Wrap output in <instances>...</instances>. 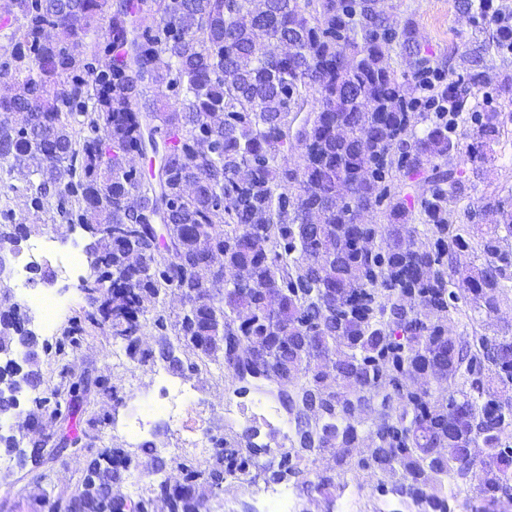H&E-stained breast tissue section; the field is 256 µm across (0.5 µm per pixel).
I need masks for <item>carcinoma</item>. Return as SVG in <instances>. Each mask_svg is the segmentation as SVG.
Here are the masks:
<instances>
[{"instance_id":"cac0c4a2","label":"carcinoma","mask_w":512,"mask_h":512,"mask_svg":"<svg viewBox=\"0 0 512 512\" xmlns=\"http://www.w3.org/2000/svg\"><path fill=\"white\" fill-rule=\"evenodd\" d=\"M0 32L12 44L0 60V173L22 175L29 201L28 222L0 224V245L39 233L52 208L94 228L89 299L131 359L177 375L213 363L228 394L288 405L283 443L258 441L253 420L224 432L206 465L174 460L183 481L153 482L141 508L205 512L228 478L250 486L274 455L268 479L326 501L370 470L414 512H454L471 487L470 512H508L512 327L489 335L475 323L512 284V209L490 199L479 209L489 223H448L468 178L445 162L473 89L495 74L445 78L436 93L449 112L419 110L417 87L388 63L397 53L427 67L415 22L377 0H5ZM474 122L470 159L503 132L493 112ZM138 155L155 159L150 174ZM135 196L151 209L134 211ZM355 210L384 223H355ZM131 237L153 265L131 262ZM474 239L483 262L465 264ZM173 291L183 308L171 321L160 303ZM11 313L0 311L4 416L18 407L11 369L27 339ZM144 328L155 334L142 348ZM85 332L70 319L54 344L61 382L33 399L54 420L84 411L68 357ZM25 366L24 386L38 388L40 359ZM105 421L91 413L83 447ZM25 440L43 446L19 428L8 439L19 460ZM320 448L333 449L334 470L310 468ZM77 463L96 480L43 496L49 512H122L129 453Z\"/></svg>"}]
</instances>
